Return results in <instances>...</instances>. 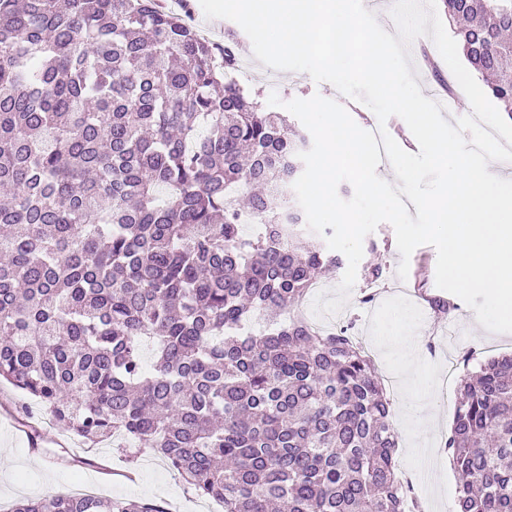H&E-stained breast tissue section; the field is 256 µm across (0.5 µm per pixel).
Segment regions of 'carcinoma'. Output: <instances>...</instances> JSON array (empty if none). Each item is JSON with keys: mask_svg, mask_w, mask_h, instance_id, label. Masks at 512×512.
Segmentation results:
<instances>
[{"mask_svg": "<svg viewBox=\"0 0 512 512\" xmlns=\"http://www.w3.org/2000/svg\"><path fill=\"white\" fill-rule=\"evenodd\" d=\"M444 7L512 115V0ZM191 10L0 0V380L223 512H415L372 359L293 313L342 264L291 195L309 141L235 79V34L200 38ZM444 448L459 512H512V354L462 380ZM10 512L166 510L56 495Z\"/></svg>", "mask_w": 512, "mask_h": 512, "instance_id": "carcinoma-1", "label": "carcinoma"}]
</instances>
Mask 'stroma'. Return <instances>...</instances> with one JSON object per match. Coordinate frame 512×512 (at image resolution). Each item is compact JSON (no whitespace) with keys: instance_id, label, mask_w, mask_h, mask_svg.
<instances>
[{"instance_id":"1","label":"stroma","mask_w":512,"mask_h":512,"mask_svg":"<svg viewBox=\"0 0 512 512\" xmlns=\"http://www.w3.org/2000/svg\"><path fill=\"white\" fill-rule=\"evenodd\" d=\"M256 78L252 90L269 97L277 93L289 101L320 95L339 99L360 128H368L375 114L363 103L348 97L337 98L328 82H315L303 72H278L276 82L265 79L267 69L254 61ZM376 245V253H364L361 262L381 260L385 266L384 294L372 303H364L371 283L358 275L346 306L339 315L352 335L361 337L382 379L388 380L391 400L389 420L398 435V462L411 479L425 512H458L459 475L447 456L435 457L422 475L412 454L416 448H438L448 436L455 410L456 391L461 379L475 371L490 356L512 353V333H492L476 320L464 302L452 312L436 310L432 299L450 300V293L435 284L437 252L433 246H419L410 258L407 279H400L397 267L401 256L391 224L381 223L364 239ZM409 311L414 331L425 338V348L413 365H406L397 353L383 343L381 333L394 309ZM432 377L434 392L415 394L411 380ZM422 414L436 416L433 429L417 431L410 422ZM94 479L101 495L112 498H136L152 501L169 512H220L213 501L200 498L187 488L160 457L147 451H129L108 442L99 450L81 454L79 443L67 427L33 404L20 390L0 383V512L26 497H45L65 493L86 479Z\"/></svg>"}]
</instances>
